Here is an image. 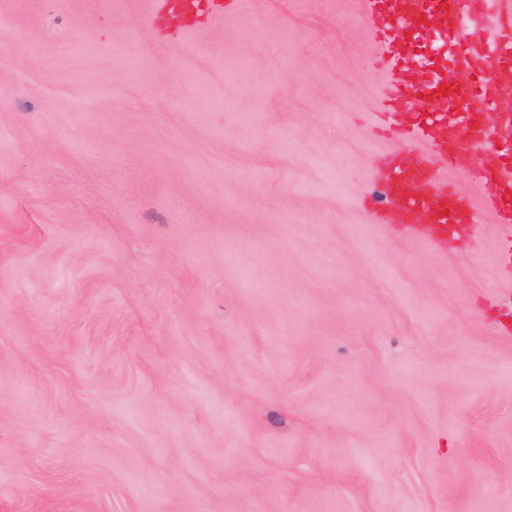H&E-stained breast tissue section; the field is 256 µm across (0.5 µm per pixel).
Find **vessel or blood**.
<instances>
[{"label": "vessel or blood", "instance_id": "b4317fda", "mask_svg": "<svg viewBox=\"0 0 512 512\" xmlns=\"http://www.w3.org/2000/svg\"><path fill=\"white\" fill-rule=\"evenodd\" d=\"M239 0H149L154 21L180 17L179 41L198 20L223 19ZM375 23L376 49L388 74L382 103L400 129V148L372 172L387 189L384 205L373 207L377 224H395L440 246L452 225L474 224L469 199L452 192L439 172L449 169L478 180L484 203L505 231L503 256L512 266V140L501 130L502 92L512 90V10L487 17L471 0H362ZM402 28L406 38L391 37ZM442 46L418 50L428 36ZM499 158L479 166L485 149Z\"/></svg>", "mask_w": 512, "mask_h": 512}]
</instances>
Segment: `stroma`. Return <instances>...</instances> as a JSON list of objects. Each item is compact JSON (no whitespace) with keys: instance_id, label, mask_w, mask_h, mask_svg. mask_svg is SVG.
<instances>
[{"instance_id":"35a3bbf8","label":"stroma","mask_w":512,"mask_h":512,"mask_svg":"<svg viewBox=\"0 0 512 512\" xmlns=\"http://www.w3.org/2000/svg\"><path fill=\"white\" fill-rule=\"evenodd\" d=\"M359 0H0V512H512V273L362 204ZM238 0H149L148 16L156 23L167 18H181L178 31L179 42H187V37L196 31L197 21L206 19L215 22L224 19L227 5L238 7Z\"/></svg>"}]
</instances>
